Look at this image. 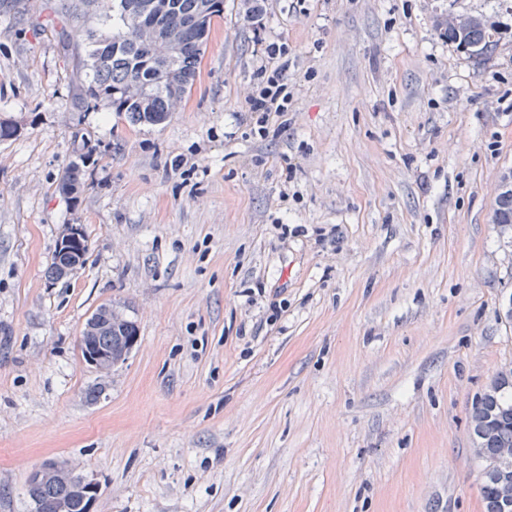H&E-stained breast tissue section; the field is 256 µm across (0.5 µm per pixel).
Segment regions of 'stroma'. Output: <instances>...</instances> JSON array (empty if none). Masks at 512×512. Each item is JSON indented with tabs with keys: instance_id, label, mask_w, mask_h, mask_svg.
Segmentation results:
<instances>
[{
	"instance_id": "1",
	"label": "stroma",
	"mask_w": 512,
	"mask_h": 512,
	"mask_svg": "<svg viewBox=\"0 0 512 512\" xmlns=\"http://www.w3.org/2000/svg\"><path fill=\"white\" fill-rule=\"evenodd\" d=\"M112 4L65 49L45 0H0V512H28L48 458L96 479L94 512H483L469 414L512 364V0H266L294 88L267 138L244 0L166 123L87 107ZM477 14L479 63L436 28ZM68 224L87 260L55 279ZM109 303L138 337L103 374L79 340Z\"/></svg>"
}]
</instances>
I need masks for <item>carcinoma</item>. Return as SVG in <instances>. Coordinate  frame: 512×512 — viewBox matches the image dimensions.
Segmentation results:
<instances>
[{"instance_id": "carcinoma-1", "label": "carcinoma", "mask_w": 512, "mask_h": 512, "mask_svg": "<svg viewBox=\"0 0 512 512\" xmlns=\"http://www.w3.org/2000/svg\"><path fill=\"white\" fill-rule=\"evenodd\" d=\"M151 5L146 15L135 10L119 13L117 31L100 35L91 41L90 81L84 89L85 100L98 105L106 102L118 112L127 113L134 124L160 125L185 101L199 74L200 65L213 29L214 21L223 12V0H141ZM86 0H64L54 9V17L66 32L84 14ZM199 17L204 27L188 28L185 21ZM152 23L160 35H175L171 56L159 58L150 54L139 40L137 28ZM494 25L479 15L464 26L448 24L441 36L458 46L466 43L490 56L496 43L490 41ZM495 223L502 230L512 228V193L502 200L494 212ZM138 336L136 322L126 319L112 322V353L122 356ZM492 416V429L485 447L512 448V383L504 386L484 402L472 407L470 422ZM73 479L70 473L49 482L44 488L47 498L66 492ZM481 497L484 512H512V501L500 499L498 485L490 476H481Z\"/></svg>"}]
</instances>
